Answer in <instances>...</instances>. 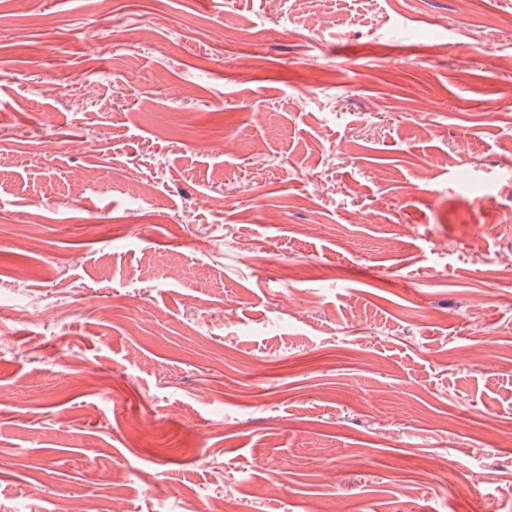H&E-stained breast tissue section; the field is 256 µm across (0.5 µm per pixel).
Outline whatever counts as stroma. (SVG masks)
Segmentation results:
<instances>
[{
    "instance_id": "35a3bbf8",
    "label": "stroma",
    "mask_w": 512,
    "mask_h": 512,
    "mask_svg": "<svg viewBox=\"0 0 512 512\" xmlns=\"http://www.w3.org/2000/svg\"><path fill=\"white\" fill-rule=\"evenodd\" d=\"M511 11L0 7V512H512Z\"/></svg>"
}]
</instances>
